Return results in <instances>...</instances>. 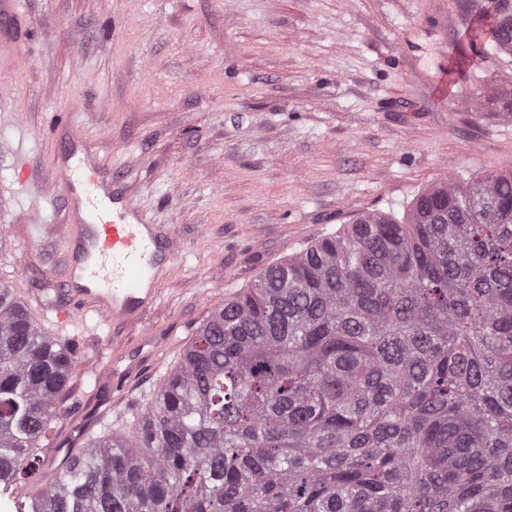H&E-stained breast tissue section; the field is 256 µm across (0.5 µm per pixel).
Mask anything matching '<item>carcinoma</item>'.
<instances>
[{"instance_id": "cac0c4a2", "label": "carcinoma", "mask_w": 512, "mask_h": 512, "mask_svg": "<svg viewBox=\"0 0 512 512\" xmlns=\"http://www.w3.org/2000/svg\"><path fill=\"white\" fill-rule=\"evenodd\" d=\"M467 4L512 57V0ZM73 365L0 282V484L43 466ZM28 512H512V171L260 271Z\"/></svg>"}]
</instances>
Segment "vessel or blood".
<instances>
[{
  "label": "vessel or blood",
  "mask_w": 512,
  "mask_h": 512,
  "mask_svg": "<svg viewBox=\"0 0 512 512\" xmlns=\"http://www.w3.org/2000/svg\"><path fill=\"white\" fill-rule=\"evenodd\" d=\"M29 28L18 0H0L1 46L20 48ZM46 131L57 151L53 183L66 198L59 230L69 305L57 318L65 324L92 312L111 323L138 322L158 300L176 241L148 223L129 196L113 191L99 154L71 116L52 115Z\"/></svg>",
  "instance_id": "1"
}]
</instances>
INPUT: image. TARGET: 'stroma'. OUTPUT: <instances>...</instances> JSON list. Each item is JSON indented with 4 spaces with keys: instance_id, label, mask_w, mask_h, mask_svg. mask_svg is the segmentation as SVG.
<instances>
[{
    "instance_id": "35a3bbf8",
    "label": "stroma",
    "mask_w": 512,
    "mask_h": 512,
    "mask_svg": "<svg viewBox=\"0 0 512 512\" xmlns=\"http://www.w3.org/2000/svg\"><path fill=\"white\" fill-rule=\"evenodd\" d=\"M36 25L0 51V279L48 330L63 300L61 191L16 182L26 160L50 178L48 118L72 113L112 184L182 251L157 305L131 326L90 316L67 411L39 456L57 466L137 410L97 373L116 366L146 401L208 314L267 266L368 212L404 213L451 177L512 171V58L480 53L465 0H19ZM122 32L112 36L113 20ZM138 347L112 362L111 345Z\"/></svg>"
}]
</instances>
